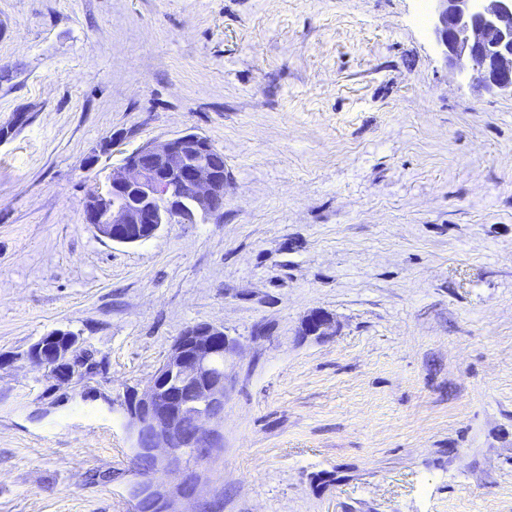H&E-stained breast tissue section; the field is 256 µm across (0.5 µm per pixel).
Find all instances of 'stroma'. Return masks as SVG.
<instances>
[{"instance_id": "1", "label": "stroma", "mask_w": 512, "mask_h": 512, "mask_svg": "<svg viewBox=\"0 0 512 512\" xmlns=\"http://www.w3.org/2000/svg\"><path fill=\"white\" fill-rule=\"evenodd\" d=\"M428 0H0V512H134L114 398L222 327L219 512H512V96ZM193 131L218 216L116 244L124 152ZM119 146L105 150L106 138ZM336 333L301 335L314 310ZM78 334L103 374L27 354ZM82 344L77 334L58 329L32 345L28 361L33 368L48 371L59 384L83 383L99 375L101 368L91 365L92 357L78 356Z\"/></svg>"}]
</instances>
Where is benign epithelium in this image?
I'll list each match as a JSON object with an SVG mask.
<instances>
[{"mask_svg": "<svg viewBox=\"0 0 512 512\" xmlns=\"http://www.w3.org/2000/svg\"><path fill=\"white\" fill-rule=\"evenodd\" d=\"M430 27L444 48L451 70L469 74L488 91L512 94V0H431ZM211 149L204 136L186 131L143 145L127 154L105 188L87 199L85 223L118 244H137L162 225L186 223L197 214L218 212L224 203V175L208 166ZM328 313L310 312L302 324L305 336L333 334ZM224 329L211 324L190 326L174 341L164 362L143 388H128L115 398L130 432L135 470L130 494L138 512H215L205 498L202 464L223 447L213 424L224 419ZM82 340L58 329L40 337L28 361L60 384H79L101 369L79 355ZM166 471L179 481L165 488L152 475Z\"/></svg>", "mask_w": 512, "mask_h": 512, "instance_id": "1", "label": "benign epithelium"}]
</instances>
